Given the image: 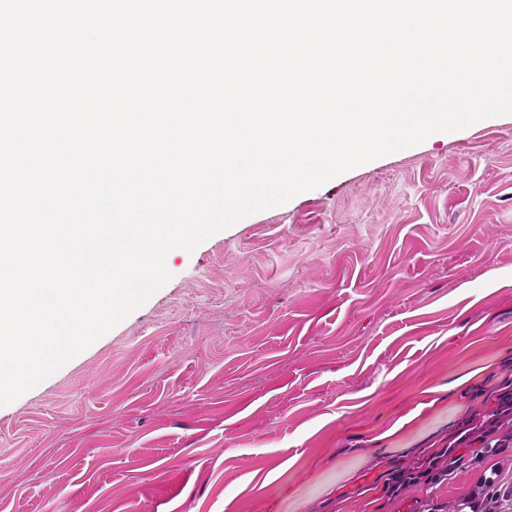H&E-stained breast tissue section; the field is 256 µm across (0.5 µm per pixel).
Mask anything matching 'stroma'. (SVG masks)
<instances>
[{"instance_id":"1","label":"stroma","mask_w":512,"mask_h":512,"mask_svg":"<svg viewBox=\"0 0 512 512\" xmlns=\"http://www.w3.org/2000/svg\"><path fill=\"white\" fill-rule=\"evenodd\" d=\"M0 406V512H414L383 491L512 375V115L250 215Z\"/></svg>"}]
</instances>
